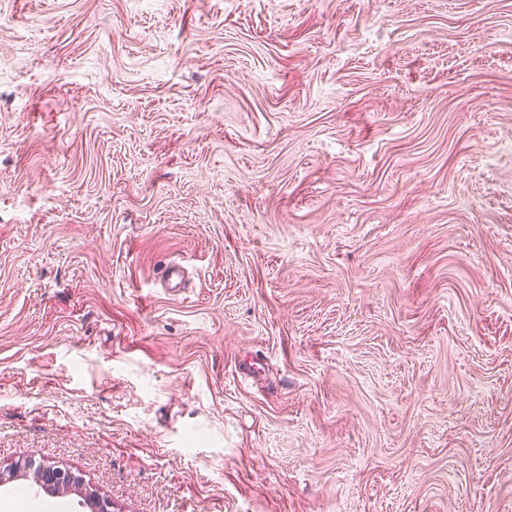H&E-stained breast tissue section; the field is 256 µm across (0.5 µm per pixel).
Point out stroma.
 Listing matches in <instances>:
<instances>
[{"mask_svg":"<svg viewBox=\"0 0 512 512\" xmlns=\"http://www.w3.org/2000/svg\"><path fill=\"white\" fill-rule=\"evenodd\" d=\"M25 461L112 512H512V0H0ZM36 484L46 490L58 492L66 489L77 492L86 501L92 512H111L112 506L107 499L101 497L97 492L84 487L81 479L70 471L56 466H42L32 472Z\"/></svg>","mask_w":512,"mask_h":512,"instance_id":"1","label":"stroma"}]
</instances>
